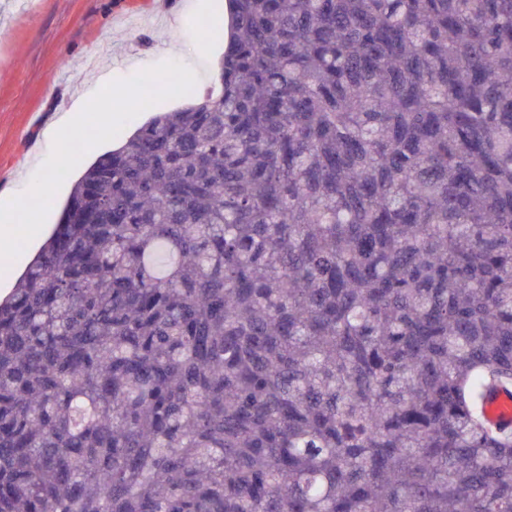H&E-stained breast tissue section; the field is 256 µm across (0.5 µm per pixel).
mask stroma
Masks as SVG:
<instances>
[{
	"instance_id": "35a3bbf8",
	"label": "stroma",
	"mask_w": 512,
	"mask_h": 512,
	"mask_svg": "<svg viewBox=\"0 0 512 512\" xmlns=\"http://www.w3.org/2000/svg\"><path fill=\"white\" fill-rule=\"evenodd\" d=\"M223 12L222 0H0V189L25 193L51 151L48 123L99 81L174 58L206 92L224 42L199 29L220 26Z\"/></svg>"
}]
</instances>
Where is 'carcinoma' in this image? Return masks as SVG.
Masks as SVG:
<instances>
[{"instance_id":"1","label":"carcinoma","mask_w":512,"mask_h":512,"mask_svg":"<svg viewBox=\"0 0 512 512\" xmlns=\"http://www.w3.org/2000/svg\"><path fill=\"white\" fill-rule=\"evenodd\" d=\"M228 5L0 301V512H512V0ZM477 400L489 423L512 430V387L485 391Z\"/></svg>"}]
</instances>
